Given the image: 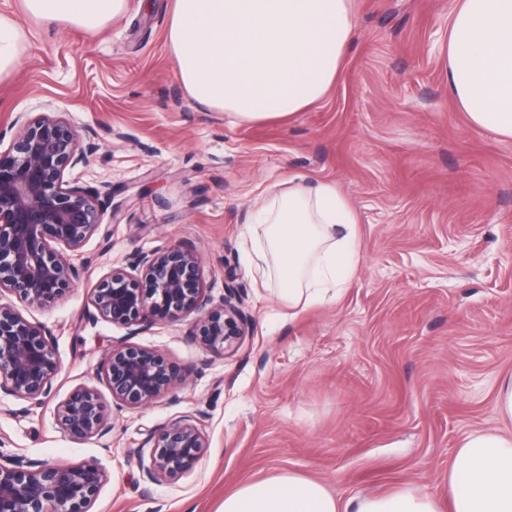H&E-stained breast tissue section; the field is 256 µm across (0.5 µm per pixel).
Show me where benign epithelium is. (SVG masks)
<instances>
[{
    "label": "benign epithelium",
    "instance_id": "7a95c632",
    "mask_svg": "<svg viewBox=\"0 0 512 512\" xmlns=\"http://www.w3.org/2000/svg\"><path fill=\"white\" fill-rule=\"evenodd\" d=\"M95 151L94 132H79L63 112L37 113L0 150V394L33 405L49 397L60 370L54 336L3 298L42 307L80 279L84 266L71 254L103 225L109 193L65 175L87 165ZM241 289L234 278L224 281V302L214 304L196 246L182 241L112 268L93 289L85 317L124 327L130 336L158 321L191 317L194 340L230 353L250 331ZM100 379L113 404L135 409L167 394L184 374L161 354L125 340L105 352ZM54 421L78 442L111 431L108 404L86 384L56 405ZM142 447L149 449L143 474L163 483L191 474L209 442L197 418L186 415L148 432ZM108 479L95 460L51 463L0 451V512H90Z\"/></svg>",
    "mask_w": 512,
    "mask_h": 512
}]
</instances>
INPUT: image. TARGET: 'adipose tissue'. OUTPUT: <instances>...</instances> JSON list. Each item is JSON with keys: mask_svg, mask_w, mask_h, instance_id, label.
<instances>
[{"mask_svg": "<svg viewBox=\"0 0 512 512\" xmlns=\"http://www.w3.org/2000/svg\"><path fill=\"white\" fill-rule=\"evenodd\" d=\"M127 0H23L31 16L98 32ZM355 29L354 0H174L167 47L186 92L233 121L304 111L334 84ZM448 93L471 122L512 140V0H454L441 47ZM257 262L289 308L323 303L358 272L360 222L336 184L294 177L256 213ZM222 512H340L321 481L282 472L225 495ZM354 512H512V434L467 435L448 499L411 485L356 499Z\"/></svg>", "mask_w": 512, "mask_h": 512, "instance_id": "1", "label": "adipose tissue"}]
</instances>
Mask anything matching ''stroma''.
<instances>
[{
  "instance_id": "stroma-1",
  "label": "stroma",
  "mask_w": 512,
  "mask_h": 512,
  "mask_svg": "<svg viewBox=\"0 0 512 512\" xmlns=\"http://www.w3.org/2000/svg\"><path fill=\"white\" fill-rule=\"evenodd\" d=\"M452 0H356L350 53L326 96L289 118L234 123L186 93L166 43L173 0H127L96 36L0 0L26 35L0 81V137L46 109L92 128L98 150L67 173L108 186L104 220L54 302L27 309L61 364L43 405L0 394V451L49 462L98 460L110 473L91 512H221L248 481L294 472L344 504L400 484L448 497V465L474 431H512L496 410L512 374V140L473 125L448 95L440 46ZM302 174L336 183L362 229L360 267L342 294L294 313L253 263V209ZM186 239L214 300L244 288L252 333L230 356L185 319L135 343L186 379L156 403L112 408L111 433L75 442L57 402L98 385L127 331L84 317L92 288L134 254ZM198 417L210 446L190 476L147 482V432Z\"/></svg>"
}]
</instances>
